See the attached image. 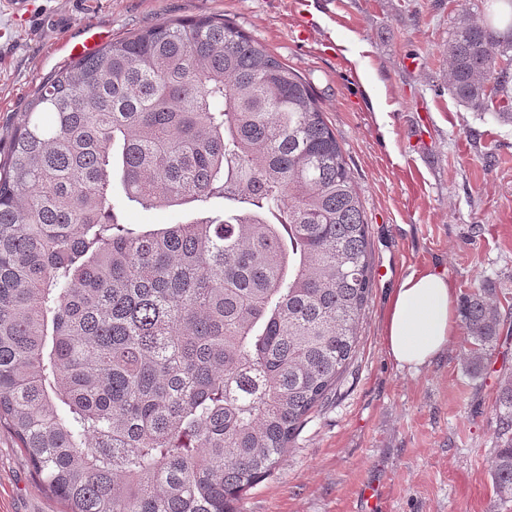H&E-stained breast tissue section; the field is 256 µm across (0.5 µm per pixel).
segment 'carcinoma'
<instances>
[{"label": "carcinoma", "instance_id": "obj_1", "mask_svg": "<svg viewBox=\"0 0 512 512\" xmlns=\"http://www.w3.org/2000/svg\"><path fill=\"white\" fill-rule=\"evenodd\" d=\"M448 90L512 123V17L448 19ZM194 207L142 231L112 199ZM223 201L216 215L210 203ZM368 224L309 83L220 17L166 19L50 74L0 159V423L62 512H238L359 343ZM496 290L464 299L487 367ZM493 489L512 500V375Z\"/></svg>", "mask_w": 512, "mask_h": 512}]
</instances>
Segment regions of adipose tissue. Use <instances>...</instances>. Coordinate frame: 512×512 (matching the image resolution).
<instances>
[{
  "label": "adipose tissue",
  "mask_w": 512,
  "mask_h": 512,
  "mask_svg": "<svg viewBox=\"0 0 512 512\" xmlns=\"http://www.w3.org/2000/svg\"><path fill=\"white\" fill-rule=\"evenodd\" d=\"M457 293L444 273L428 268L404 277L388 307L384 344L399 367L433 363L457 333Z\"/></svg>",
  "instance_id": "adipose-tissue-1"
}]
</instances>
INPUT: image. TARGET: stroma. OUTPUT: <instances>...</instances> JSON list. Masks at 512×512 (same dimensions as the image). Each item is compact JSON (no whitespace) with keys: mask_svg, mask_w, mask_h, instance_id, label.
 Wrapping results in <instances>:
<instances>
[{"mask_svg":"<svg viewBox=\"0 0 512 512\" xmlns=\"http://www.w3.org/2000/svg\"><path fill=\"white\" fill-rule=\"evenodd\" d=\"M490 0H0V154L17 113L69 63L65 44L89 27L122 39L165 19L224 18L311 85L359 192L374 284L357 353L310 414L282 464L239 512H512L492 488L501 441L495 399L512 373V330L467 374L463 335L433 364L398 367L383 341L404 276L442 269L458 297L484 281L512 306V124L448 92V18ZM13 431L0 425V512H59Z\"/></svg>","mask_w":512,"mask_h":512,"instance_id":"35a3bbf8","label":"stroma"}]
</instances>
